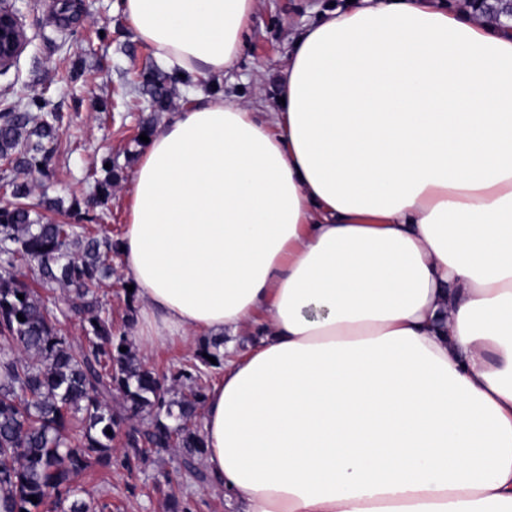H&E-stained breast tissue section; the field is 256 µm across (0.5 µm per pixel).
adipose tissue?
I'll return each instance as SVG.
<instances>
[{"label": "adipose tissue", "mask_w": 512, "mask_h": 512, "mask_svg": "<svg viewBox=\"0 0 512 512\" xmlns=\"http://www.w3.org/2000/svg\"><path fill=\"white\" fill-rule=\"evenodd\" d=\"M192 80L255 0H122ZM264 115L194 94L152 133L119 251L148 344L257 327L206 395L239 512H512V32L355 0Z\"/></svg>", "instance_id": "obj_1"}]
</instances>
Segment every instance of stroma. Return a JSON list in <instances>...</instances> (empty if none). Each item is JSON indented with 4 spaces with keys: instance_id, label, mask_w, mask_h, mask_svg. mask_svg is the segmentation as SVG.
<instances>
[{
    "instance_id": "obj_1",
    "label": "stroma",
    "mask_w": 512,
    "mask_h": 512,
    "mask_svg": "<svg viewBox=\"0 0 512 512\" xmlns=\"http://www.w3.org/2000/svg\"><path fill=\"white\" fill-rule=\"evenodd\" d=\"M79 2L80 12L66 24L60 19V0H15L28 43L17 64L0 76V112L41 96L48 102V111L62 117L52 175L34 189L30 202H38L44 194L66 201L70 187H93L92 161L112 156L116 185L96 229L117 240L127 222L132 174L145 148L140 139L142 124L158 126L188 101L184 86L176 83L168 110L149 107L146 95L130 88L129 82L136 71L157 58L124 19L121 0ZM344 3L256 0L239 57L216 83H203V91L220 93L260 112L276 111L279 78L293 40L323 10ZM112 268L111 277L97 293L114 323L125 325L131 352L143 365L169 376L191 364L197 344L172 341L151 347L137 336L135 326L126 321L127 279L120 253H113ZM122 456L120 442H113L112 469L94 467L80 476L84 501L111 503L112 512H169L174 500L188 512H237L223 490L210 481L186 476L178 455L150 449L130 471L121 467Z\"/></svg>"
}]
</instances>
